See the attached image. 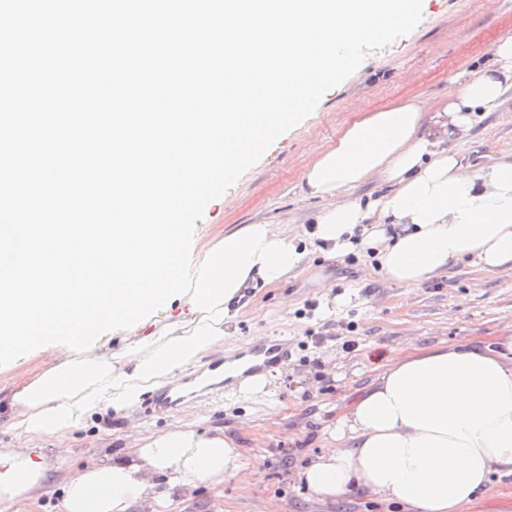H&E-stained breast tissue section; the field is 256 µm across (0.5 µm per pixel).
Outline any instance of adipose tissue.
I'll use <instances>...</instances> for the list:
<instances>
[{"instance_id":"adipose-tissue-1","label":"adipose tissue","mask_w":512,"mask_h":512,"mask_svg":"<svg viewBox=\"0 0 512 512\" xmlns=\"http://www.w3.org/2000/svg\"><path fill=\"white\" fill-rule=\"evenodd\" d=\"M512 94V36L467 75L449 79L437 105L413 98L362 114L320 149L300 191L326 206L303 234L249 224L220 248L185 254L189 278L163 296L184 298L189 319L144 342L129 333L120 353L86 346L102 321L87 315L67 338V355L11 398L19 444L0 450V512H24L53 482L61 512H166L174 493L217 488L242 469L233 436L188 425L137 436L118 456L92 459L54 479L37 443L65 444L72 431L109 408L128 413L142 395L180 381L227 336L228 304L246 283L278 284L308 247L333 257L353 241L372 249L382 277L412 289L468 263L512 271V154L474 169L455 144L480 115ZM376 181L384 194L354 196ZM512 475V334L407 350L391 360L329 429L322 453L298 478L317 498L358 491L413 512H512L493 494L492 474Z\"/></svg>"}]
</instances>
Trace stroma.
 Listing matches in <instances>:
<instances>
[{
	"label": "stroma",
	"instance_id": "35a3bbf8",
	"mask_svg": "<svg viewBox=\"0 0 512 512\" xmlns=\"http://www.w3.org/2000/svg\"><path fill=\"white\" fill-rule=\"evenodd\" d=\"M512 35V0H423V19L409 34L369 54L343 83L323 96L315 111L280 136L222 197L210 201L192 246L204 250L248 224H273L302 232L323 208L303 197L302 177L316 149L333 143L360 114L419 96L440 100L449 77L488 59L499 39ZM463 163L483 166L512 152V98L478 122L459 146ZM334 288L324 293L322 279ZM225 350L243 340H287L291 357L273 382L277 404L265 409L239 400L230 388L209 406L193 391L212 375L220 355L205 356L184 378L186 399L161 416L136 414L145 431L188 424L203 431L224 428L242 449L243 476L223 487H199L174 496L169 512H410L359 492L320 501L296 473L320 453L323 432L368 385L378 366L403 348H428L463 340L489 342L512 325V274L491 275L457 265L409 290L383 282L372 250L361 247L329 258L310 252L296 277L277 285L248 283L229 304ZM40 347L0 366V448L15 447L9 429L11 394L58 352ZM128 421L111 411L75 429L67 447L47 446L45 460L61 474L86 461L123 452Z\"/></svg>",
	"mask_w": 512,
	"mask_h": 512
}]
</instances>
